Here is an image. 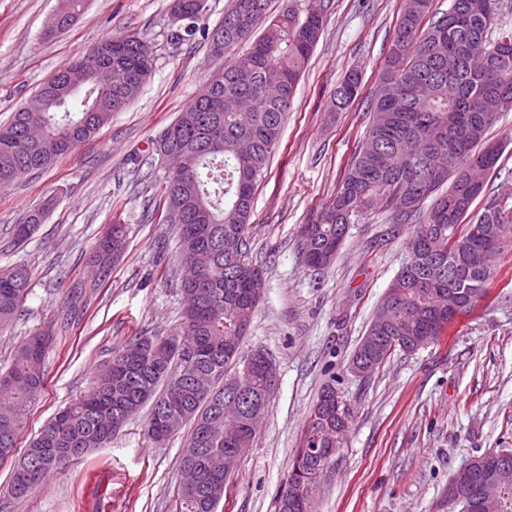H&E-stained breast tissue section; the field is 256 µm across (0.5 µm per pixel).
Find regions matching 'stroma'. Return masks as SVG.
<instances>
[{"instance_id":"1","label":"stroma","mask_w":512,"mask_h":512,"mask_svg":"<svg viewBox=\"0 0 512 512\" xmlns=\"http://www.w3.org/2000/svg\"><path fill=\"white\" fill-rule=\"evenodd\" d=\"M171 3L86 0L70 30L46 39L44 23L60 0H0V124L62 65L105 37L138 34L155 55L137 97L99 133L51 168L0 188V268L24 266L31 274L21 315L0 330V368L29 336L56 322L69 288L89 279L86 258L106 226L126 225L128 238L107 286L88 293L86 314L56 333L45 388L18 450L90 390L114 350L181 330L183 300L173 283L179 242L154 218L166 173L154 142L225 61L199 36L168 43ZM401 3L330 0L280 148L255 190L248 259L263 266L264 280L244 348L268 354L278 385L217 512H275L309 411L329 384L352 418L344 447L312 492L314 512H442L443 492L460 468L489 451L512 449V304L504 302L512 297V251L493 262L488 297L475 311L437 342L411 354L395 352L364 378L350 372L349 361L408 258L407 228L382 217L352 224L332 265L320 271L299 255L301 226L335 193L364 136ZM352 68L361 70L364 92L328 119L325 103ZM491 135L505 151L487 189L512 196V112ZM40 207L42 224L15 245L14 224ZM149 413L142 408L111 443L57 470L23 500L11 494L14 459L0 462V506L8 512H175L186 435L151 444Z\"/></svg>"}]
</instances>
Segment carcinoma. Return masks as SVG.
Masks as SVG:
<instances>
[{
	"instance_id": "1",
	"label": "carcinoma",
	"mask_w": 512,
	"mask_h": 512,
	"mask_svg": "<svg viewBox=\"0 0 512 512\" xmlns=\"http://www.w3.org/2000/svg\"><path fill=\"white\" fill-rule=\"evenodd\" d=\"M201 0H173L195 21L170 30L174 44L201 30L207 10ZM434 0H403L395 37L380 71L364 144L355 151L333 197L323 203L310 223L302 226L311 238L299 239L302 262L310 267L322 253H337L349 225L383 215L391 224H408L409 260L388 291L396 308L381 336H425L438 339L448 326V308L436 298L457 288L485 299L488 276L463 268L456 250L472 252L483 242L503 243L512 250V204L486 192V184L470 185L462 168L475 160L477 149L493 146L481 160L483 172L497 168L504 145L488 139V131L504 112L512 111V24L502 0H450L448 9ZM271 0H231L224 12V54L231 56L222 74L211 78L185 104L178 117L155 142V154L177 150L183 167L165 177L160 190L159 222L168 223L170 194L188 219L174 225L180 261L200 255L208 262L195 283H178L185 308L182 332L174 337L179 350L156 351L139 337L113 352L96 375L90 391L46 422L26 449L22 463L32 479L22 499L32 494L62 465L106 445L115 430L112 419L125 423V411L152 403L146 425L165 427L167 437L186 424L191 432L182 448H203L202 470L219 482L218 495L206 502L179 486L175 512H216L230 476L225 463L240 461L253 445L252 414L242 406L224 408L215 400L240 382L249 387L256 407L265 408L269 388L259 372H244L246 355L237 325L251 320L257 304L251 299L247 258L248 229L257 181L280 143L281 127L297 83L324 29L325 0H307L304 11L289 7L274 15ZM84 8V0H63L56 11L58 27H44V36L68 30ZM243 52L233 54L242 43ZM133 35L111 36L96 45L112 47L115 79L108 88L83 86L62 98H47L41 112L16 111L0 125V187L50 167L75 151L112 118L117 105L127 106L138 94L128 77L141 67ZM466 43L483 52L486 64L473 69L459 53ZM232 93L233 110L203 112L209 96ZM362 94L361 74L353 69L337 84L327 112H343ZM44 209L25 215L13 227V240L26 242L42 223ZM126 248V227L111 224L88 257L103 275L74 284L57 319L66 331L86 313V294L101 287ZM26 268L0 270V329L17 317L28 295ZM33 349L25 341L11 365L0 372V461L14 454L30 408L45 386V356L52 333H38ZM301 448L291 464L287 487L276 512H309L308 495L296 510L285 507L292 488L314 485L325 467L344 447L349 423L336 409L318 399ZM506 488L504 506L489 503L471 512H512V468L497 474Z\"/></svg>"
}]
</instances>
